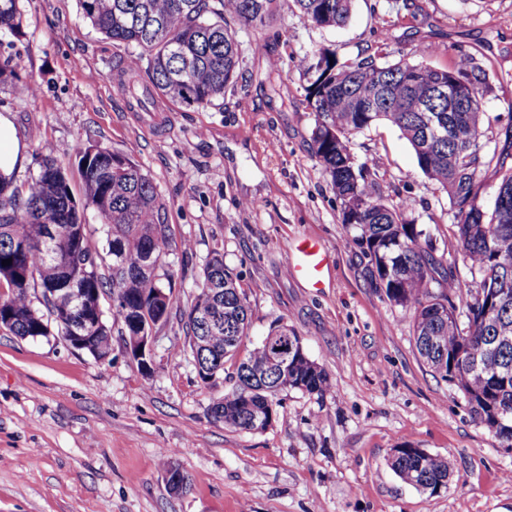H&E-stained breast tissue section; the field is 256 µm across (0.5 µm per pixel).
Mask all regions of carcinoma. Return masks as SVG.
<instances>
[{
  "instance_id": "cac0c4a2",
  "label": "carcinoma",
  "mask_w": 512,
  "mask_h": 512,
  "mask_svg": "<svg viewBox=\"0 0 512 512\" xmlns=\"http://www.w3.org/2000/svg\"><path fill=\"white\" fill-rule=\"evenodd\" d=\"M83 17L112 41L138 52L146 61L145 76L133 81L146 98L160 97L186 108L200 109L224 96L239 65L236 26L265 24L273 19L277 0H78ZM313 24L339 27L351 16L353 0H293ZM22 26L18 0H0V31L14 35ZM322 49L307 88L308 108L315 114L312 153L328 175L341 201V221L356 231L355 244L368 259L372 285L387 300L411 314L415 347L433 373L459 392L471 414L512 448V153H482V96L486 70L474 59L454 71L401 58L378 64L371 58L340 64ZM456 75L472 94L450 99L436 87ZM380 122L396 126L410 144L418 168L437 182L457 209V239L464 260L479 276L477 293L498 296L490 318L481 307L466 306L467 329L460 328L455 279H437L439 263L433 240L407 218L408 205L389 204L376 174L356 164L353 138ZM506 169L492 208L478 203L484 168ZM83 199L75 198L69 179L49 155L25 189L0 179V300L9 320L0 322L17 336H48L51 328L67 336L83 324V312L53 304L46 290L57 287L62 269L76 275V287L95 288L112 298L113 321L121 336L150 327L160 318L153 298L164 287L163 269L169 248L168 225L160 222L159 202L149 177L129 156L91 146L82 156ZM94 209L106 229L107 251L88 243L84 210ZM53 227L55 243L41 246L36 237ZM155 246L153 266L138 262ZM120 255L123 268L113 269ZM437 284L438 290L431 289ZM41 289L45 311L33 307L30 290ZM210 318L205 319L202 314ZM186 339L204 383L224 372L249 331L246 297L232 272L215 257L205 267L199 292L186 314ZM208 337L198 349L193 337ZM269 359L260 342L236 366V382L214 404V421L224 427L253 431L243 395L265 385L272 393L254 394L257 401L284 390L323 394L325 371L305 353L294 352L288 369L255 372ZM391 470L405 483L434 494L447 486L452 463L404 445L392 449Z\"/></svg>"
}]
</instances>
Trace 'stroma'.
I'll list each match as a JSON object with an SVG mask.
<instances>
[{"instance_id":"stroma-1","label":"stroma","mask_w":512,"mask_h":512,"mask_svg":"<svg viewBox=\"0 0 512 512\" xmlns=\"http://www.w3.org/2000/svg\"><path fill=\"white\" fill-rule=\"evenodd\" d=\"M19 9L20 35L0 38L19 73L0 86V114L28 156L14 184L30 183L48 154L78 194L85 148L129 155L165 205L172 307L148 373L117 330L99 361L61 335L0 327V512H512V451L420 361L408 314L371 284L312 154L306 102L308 68L324 48L341 64L406 57L446 68L472 58L489 75L480 142L487 152L503 147L512 0H354L347 25L325 28L280 0L273 21L238 28L237 79L198 110L159 98L140 105L128 78L142 62L92 27L78 0H19ZM352 151L390 204L410 205L464 308L479 279L447 193L391 124L357 135ZM304 238L329 255L318 290L289 274ZM216 255L249 307L240 355L283 324L330 380L321 395L278 393L262 432L212 419L235 366L205 384L184 350L185 314ZM404 444L453 462L446 489L422 492L392 472L387 458ZM170 462L187 478L178 494L166 483Z\"/></svg>"}]
</instances>
